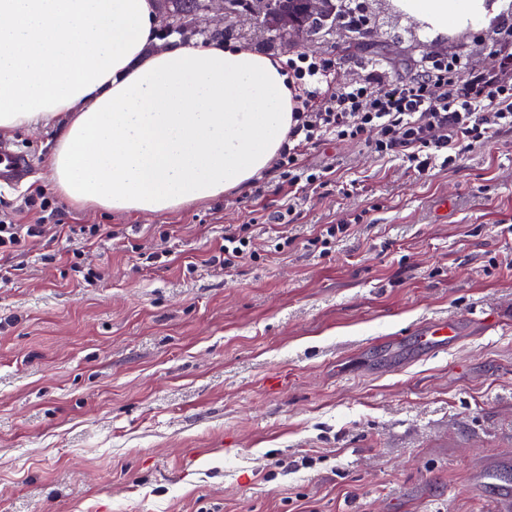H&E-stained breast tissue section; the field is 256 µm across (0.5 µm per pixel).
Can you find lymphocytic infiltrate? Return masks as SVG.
Returning a JSON list of instances; mask_svg holds the SVG:
<instances>
[{
  "mask_svg": "<svg viewBox=\"0 0 512 512\" xmlns=\"http://www.w3.org/2000/svg\"><path fill=\"white\" fill-rule=\"evenodd\" d=\"M287 67L297 82L295 123L275 166L292 189L330 187L327 169L301 161L305 150L330 139L364 144L374 156L423 175L491 133L512 130V45L501 47L493 72L469 70L460 58L424 60L412 75L397 78L380 60L342 88L333 83L330 60L300 53Z\"/></svg>",
  "mask_w": 512,
  "mask_h": 512,
  "instance_id": "1",
  "label": "lymphocytic infiltrate"
}]
</instances>
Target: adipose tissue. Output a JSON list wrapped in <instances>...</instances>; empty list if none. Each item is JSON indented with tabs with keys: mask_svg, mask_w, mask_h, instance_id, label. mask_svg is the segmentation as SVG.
Masks as SVG:
<instances>
[{
	"mask_svg": "<svg viewBox=\"0 0 512 512\" xmlns=\"http://www.w3.org/2000/svg\"><path fill=\"white\" fill-rule=\"evenodd\" d=\"M435 31L491 0H394ZM155 0H0V133L51 127L69 203L162 214L267 170L293 125L280 60L221 41L156 46Z\"/></svg>",
	"mask_w": 512,
	"mask_h": 512,
	"instance_id": "1",
	"label": "adipose tissue"
}]
</instances>
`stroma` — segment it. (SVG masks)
Instances as JSON below:
<instances>
[{"mask_svg":"<svg viewBox=\"0 0 512 512\" xmlns=\"http://www.w3.org/2000/svg\"><path fill=\"white\" fill-rule=\"evenodd\" d=\"M365 6L366 49L341 30L305 49L334 61L336 85L374 53L401 77L420 56L487 70L507 32L500 14L443 34L393 0ZM230 28L255 52H298L251 21ZM53 138L0 137L30 160L0 181V224L44 227L0 258V512H498L512 485V130L423 177L356 143L309 150L354 190H304L284 224L273 167L164 214L74 208L52 187ZM91 224L92 243L76 233ZM229 227L257 257L227 271L214 258ZM448 318L460 339L422 352L414 331Z\"/></svg>","mask_w":512,"mask_h":512,"instance_id":"stroma-1","label":"stroma"}]
</instances>
